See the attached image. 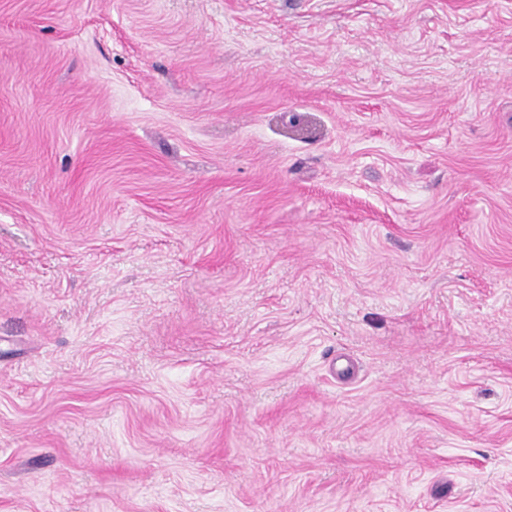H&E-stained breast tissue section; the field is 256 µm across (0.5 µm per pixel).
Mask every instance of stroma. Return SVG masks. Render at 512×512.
<instances>
[{
    "label": "stroma",
    "instance_id": "obj_1",
    "mask_svg": "<svg viewBox=\"0 0 512 512\" xmlns=\"http://www.w3.org/2000/svg\"><path fill=\"white\" fill-rule=\"evenodd\" d=\"M0 512H512V0H0Z\"/></svg>",
    "mask_w": 512,
    "mask_h": 512
}]
</instances>
